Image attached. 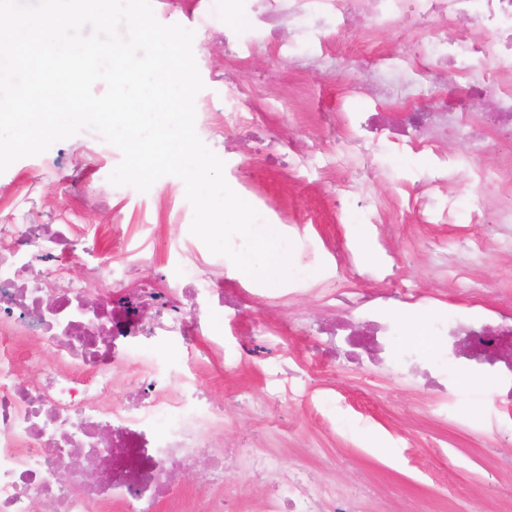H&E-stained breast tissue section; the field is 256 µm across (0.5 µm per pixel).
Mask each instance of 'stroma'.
Here are the masks:
<instances>
[{"label":"stroma","mask_w":512,"mask_h":512,"mask_svg":"<svg viewBox=\"0 0 512 512\" xmlns=\"http://www.w3.org/2000/svg\"><path fill=\"white\" fill-rule=\"evenodd\" d=\"M225 0H152L160 23L179 24L194 33L193 53L204 88L195 99V130L217 156L225 157L230 186H251L274 200L276 228L290 226L297 251L313 250V287L289 301L277 292L260 302H244L239 322L262 316L272 335L269 357L288 365L283 396L263 412L251 406L268 378L259 364L239 360V338L224 335L223 353L200 339L193 353L175 351L174 365H192L194 377L215 403L224 407L218 447L247 446L277 457L282 470H306L315 487L335 491L371 482L366 512H512V407L489 387L465 383L456 391L458 417L442 418L434 397L419 386H403L370 367H318L308 340L292 323L324 312L321 286L376 291L378 267L358 262L359 279L337 263L352 250V235L363 228L378 239L374 251L395 265L438 308L475 300L496 305L512 300V228L475 224L467 175L448 182L454 204L450 223H422L410 203L413 188L430 178L427 156L411 148L368 145L344 164L328 162L337 137H350L344 122L327 124L325 113L364 108L350 87L373 82L366 58L371 34L357 23L338 39L341 62L305 69L301 59L312 46L305 20L302 30L249 25L256 0H236L235 16L224 13ZM228 112H250L266 137L303 145L304 166L284 170L262 152H247ZM449 154L464 165L491 171L501 163L494 134L474 142L467 134L449 136ZM121 160L119 149L85 129L46 152L24 157L0 173V224H118L119 240L104 239L113 261L129 252L152 253L151 272H167L172 254L162 241L181 249L199 246L190 232L193 209L185 185L175 176L158 179L147 192L112 185L108 177ZM365 196L380 206L386 221L366 223L350 196ZM456 268L460 279L443 276ZM220 494L233 499L236 512H264L260 484L227 474Z\"/></svg>","instance_id":"1"}]
</instances>
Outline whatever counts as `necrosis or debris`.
Masks as SVG:
<instances>
[{
    "label": "necrosis or debris",
    "instance_id": "obj_1",
    "mask_svg": "<svg viewBox=\"0 0 512 512\" xmlns=\"http://www.w3.org/2000/svg\"><path fill=\"white\" fill-rule=\"evenodd\" d=\"M283 17L292 26L318 21L319 60L331 57L334 33L360 19L382 33L408 18L432 35L424 54L377 52L380 80L369 94L421 98L392 123L432 154L433 192H444L454 167L434 132L475 131L468 98L490 103L499 142L512 143V0H273L263 20ZM461 20L476 23L481 40L448 39L449 25ZM105 235L97 224L0 225V512H158L163 500L180 499V475L204 458L203 512H224L223 498L210 492L224 482L212 434L224 410L165 359L174 341L189 352L207 337L223 351L211 311L235 310L262 291L250 279H224L229 258L210 253L177 261L168 277L147 274L139 256L113 267ZM374 279L373 294L328 290L341 303L338 318L297 322L319 366L387 360L443 405L456 378L492 379L512 404L511 309L435 308L417 320L424 341H406L403 310L421 294L383 270ZM366 497L363 488L314 489L296 469L268 485L265 512H364Z\"/></svg>",
    "mask_w": 512,
    "mask_h": 512
}]
</instances>
